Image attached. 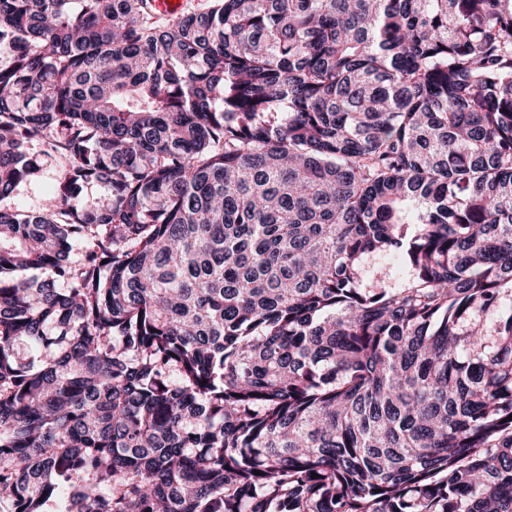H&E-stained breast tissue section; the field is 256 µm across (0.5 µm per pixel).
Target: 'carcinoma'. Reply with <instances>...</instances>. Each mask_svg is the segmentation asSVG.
<instances>
[{
	"instance_id": "obj_1",
	"label": "carcinoma",
	"mask_w": 512,
	"mask_h": 512,
	"mask_svg": "<svg viewBox=\"0 0 512 512\" xmlns=\"http://www.w3.org/2000/svg\"><path fill=\"white\" fill-rule=\"evenodd\" d=\"M0 55V503L512 512V0H0ZM54 174L53 165H48L37 180L20 187L14 193L13 203L18 207L29 210L38 209L42 199L53 186Z\"/></svg>"
}]
</instances>
